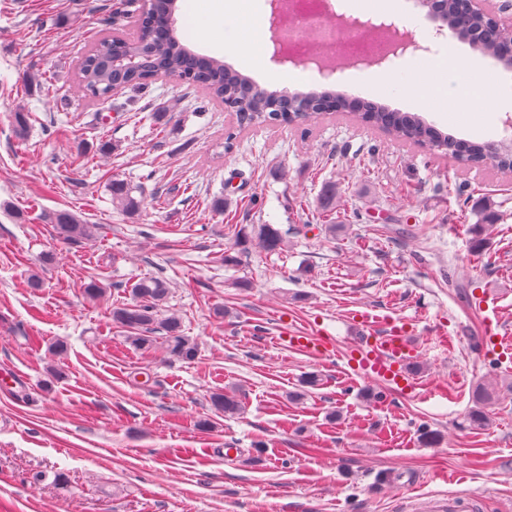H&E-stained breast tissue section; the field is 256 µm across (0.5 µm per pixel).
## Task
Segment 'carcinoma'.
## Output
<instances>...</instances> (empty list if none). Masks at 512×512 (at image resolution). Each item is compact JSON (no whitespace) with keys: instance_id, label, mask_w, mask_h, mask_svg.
<instances>
[{"instance_id":"obj_1","label":"carcinoma","mask_w":512,"mask_h":512,"mask_svg":"<svg viewBox=\"0 0 512 512\" xmlns=\"http://www.w3.org/2000/svg\"><path fill=\"white\" fill-rule=\"evenodd\" d=\"M447 19L456 38L465 41L504 68L512 69V29L496 25L494 16L471 15L462 0H441L436 5ZM174 0H150L139 14L136 29L99 38L79 65V80L93 98H105L115 86L141 87L161 77H180L204 87L209 98L237 105V119L247 125L297 124L308 122L325 112H348L360 122L376 127L397 140L424 146L448 155L465 167L490 166L503 174H512V142L480 141L458 138L422 116L399 112L387 106L332 91L299 93L293 106L277 105L270 91L251 77L227 66L213 56L194 53L178 38L171 12ZM131 53L136 56L138 71L118 69L112 55ZM108 191L112 204L125 212L139 209L140 200L133 196L137 188L120 178H112ZM54 231L67 242H82L95 236L97 227L83 223L75 214L63 210L54 216ZM284 244L282 231L272 224H252L242 230L236 247L246 253L256 246L275 252ZM133 302L112 308V323L128 332L127 341L138 349H147L155 341V324H161L169 355L180 361L198 356V345L185 336L182 321L171 315L157 319L160 307L167 301L169 288L164 278L150 275L131 289ZM512 391V382L500 386H479L473 394V407L466 422L470 428L488 425V408L495 404L502 389ZM211 404L219 413L233 415L240 403L234 395L216 393Z\"/></svg>"}]
</instances>
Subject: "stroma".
I'll use <instances>...</instances> for the list:
<instances>
[{
  "mask_svg": "<svg viewBox=\"0 0 512 512\" xmlns=\"http://www.w3.org/2000/svg\"><path fill=\"white\" fill-rule=\"evenodd\" d=\"M329 2L361 20L362 35L382 20L404 25L420 50L330 79L282 66L268 0L217 20L201 13L206 34L189 46L271 90H332L460 137L512 141L511 71L464 46L447 95L464 101L478 71L496 110L453 111L424 79L450 48L417 0L384 15ZM139 8L0 0V372L22 378L0 383V512H409L414 500L461 494L475 496L473 512H512V392L487 428L461 426L478 384L512 380V349L499 343L512 333V178L343 114L241 128L178 79L89 97L81 59L102 35L131 29ZM18 112L29 115L23 138ZM115 177L140 186L137 212L113 205ZM328 186L336 200L326 212ZM61 210L97 225L95 238L54 239ZM247 224L276 225L284 246L224 264ZM148 275L168 282L160 315L182 319L194 361L169 358L160 343L135 349L113 326V305ZM92 277L110 286L97 301L83 293ZM486 292L499 299L492 321L476 305ZM372 308L386 317L380 332L397 328L417 344L422 395L354 372L359 318ZM303 332L319 350L280 345ZM221 391L236 394L240 413L215 414L210 397ZM206 418L215 425L200 430Z\"/></svg>",
  "mask_w": 512,
  "mask_h": 512,
  "instance_id": "obj_1",
  "label": "stroma"
}]
</instances>
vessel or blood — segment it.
<instances>
[{
    "mask_svg": "<svg viewBox=\"0 0 512 512\" xmlns=\"http://www.w3.org/2000/svg\"><path fill=\"white\" fill-rule=\"evenodd\" d=\"M376 315L363 314L361 326L366 334V352L358 369L369 379L391 378L403 383H411L410 366L417 351L408 337L398 331L384 336L376 335Z\"/></svg>",
    "mask_w": 512,
    "mask_h": 512,
    "instance_id": "obj_1",
    "label": "vessel or blood"
}]
</instances>
